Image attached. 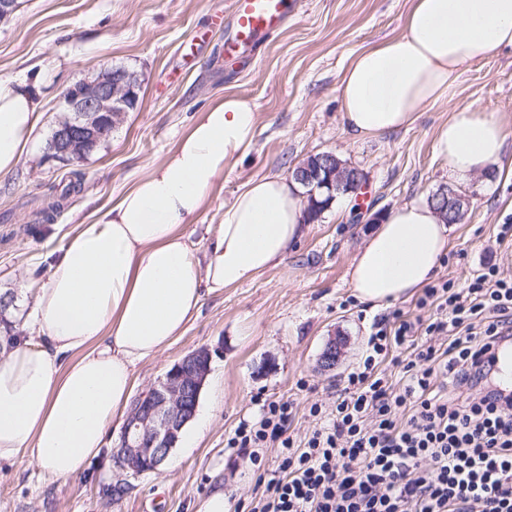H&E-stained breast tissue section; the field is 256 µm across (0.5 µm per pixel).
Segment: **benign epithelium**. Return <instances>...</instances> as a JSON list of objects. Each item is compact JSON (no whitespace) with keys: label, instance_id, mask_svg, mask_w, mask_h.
<instances>
[{"label":"benign epithelium","instance_id":"1","mask_svg":"<svg viewBox=\"0 0 512 512\" xmlns=\"http://www.w3.org/2000/svg\"><path fill=\"white\" fill-rule=\"evenodd\" d=\"M62 99L67 115L58 120L47 153L66 162H80L112 130L113 120L126 112L127 101L134 99L132 77L124 69L105 66L93 78L67 87ZM291 177L305 185L317 182L331 195L356 194L364 184L359 170L336 165V155L330 152L321 154L313 166L300 162ZM439 195L448 218L461 221L469 198L444 187ZM209 356L207 349L187 353L165 377L133 400L119 442L110 452L113 468L135 477L160 471L180 431L194 417L195 410L186 402L189 393L202 386L208 368L200 362Z\"/></svg>","mask_w":512,"mask_h":512}]
</instances>
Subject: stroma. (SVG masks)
Returning <instances> with one entry per match:
<instances>
[{"label": "stroma", "instance_id": "obj_1", "mask_svg": "<svg viewBox=\"0 0 512 512\" xmlns=\"http://www.w3.org/2000/svg\"><path fill=\"white\" fill-rule=\"evenodd\" d=\"M233 0H18L0 23V78L41 74V121L20 162L0 175V293L15 295L14 324L31 310L23 291L45 280L53 255L101 208L110 206L150 164L159 162L197 112L232 94L258 114L255 145L220 180L188 243L203 249L206 227L249 179L289 176L309 156L331 152L365 177L367 216L426 200L448 186V166L434 152L437 127L450 112L476 106L512 133V51L469 66L448 100L420 112L408 128L374 138L346 129L339 98L342 70L354 53L401 33L409 0H291L288 21L254 56L230 63L215 16L229 17ZM118 65L141 79L136 109L85 160L62 162L46 142L64 114L63 90ZM469 210L448 227V252L435 275L463 285L483 266L512 274V246L496 242L512 224V178L475 177ZM69 198L50 223L36 211L61 193ZM373 227L332 205L304 224L286 259L254 280L205 297L200 313L162 355L139 363L136 393L146 392L188 352H211L198 403L206 426L194 447L170 453L160 472L133 480L119 506L99 493L104 458L85 473L52 479L28 463L0 461V512H197L213 492L227 508L249 504L258 474L273 476L280 451L261 466L227 449L241 421L260 414L262 400L294 404L290 432L303 439L314 426L311 403L332 408L336 391L362 361L377 314L358 301L350 267ZM336 363L322 365L328 346Z\"/></svg>", "mask_w": 512, "mask_h": 512}]
</instances>
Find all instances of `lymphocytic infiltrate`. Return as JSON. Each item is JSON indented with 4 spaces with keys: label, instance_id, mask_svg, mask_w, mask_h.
<instances>
[{
    "label": "lymphocytic infiltrate",
    "instance_id": "1",
    "mask_svg": "<svg viewBox=\"0 0 512 512\" xmlns=\"http://www.w3.org/2000/svg\"><path fill=\"white\" fill-rule=\"evenodd\" d=\"M416 306L418 316L375 321L335 408L310 405L319 426L308 437L289 434L286 400L240 422L228 448L256 465L263 449L281 450L249 512H512V390L490 385L495 349L512 340V277L492 265L462 287L426 289ZM388 360L400 384L382 373ZM439 373L457 396L435 390Z\"/></svg>",
    "mask_w": 512,
    "mask_h": 512
}]
</instances>
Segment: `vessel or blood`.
<instances>
[{
	"label": "vessel or blood",
	"instance_id": "vessel-or-blood-1",
	"mask_svg": "<svg viewBox=\"0 0 512 512\" xmlns=\"http://www.w3.org/2000/svg\"><path fill=\"white\" fill-rule=\"evenodd\" d=\"M288 11L289 0H234L225 58H236L239 50L257 48L275 35L287 22Z\"/></svg>",
	"mask_w": 512,
	"mask_h": 512
}]
</instances>
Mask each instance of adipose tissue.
<instances>
[{"label":"adipose tissue","instance_id":"adipose-tissue-1","mask_svg":"<svg viewBox=\"0 0 512 512\" xmlns=\"http://www.w3.org/2000/svg\"><path fill=\"white\" fill-rule=\"evenodd\" d=\"M512 50V0H410L401 34L358 52L339 83L342 120L357 137L410 125L447 101L470 64ZM37 81L0 79V174L18 164L39 122ZM258 116L234 95L198 112L188 130L92 223L80 225L31 294L18 336H0V460L65 479L85 472L125 416L138 363L169 349L205 296L284 259L306 214L300 185L255 177L224 207L203 253L187 242L224 173L252 150ZM495 115L451 112L434 150L456 184L502 172L508 136ZM448 251L431 204L381 217L350 270L378 308L425 288Z\"/></svg>","mask_w":512,"mask_h":512}]
</instances>
